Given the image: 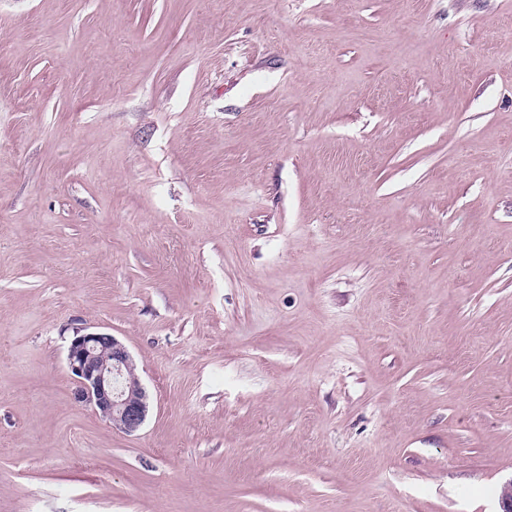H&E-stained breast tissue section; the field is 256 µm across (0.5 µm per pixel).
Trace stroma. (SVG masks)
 <instances>
[{
  "mask_svg": "<svg viewBox=\"0 0 512 512\" xmlns=\"http://www.w3.org/2000/svg\"><path fill=\"white\" fill-rule=\"evenodd\" d=\"M116 336L134 434L74 397ZM512 0H0V512H498ZM70 341L68 368L76 381L75 398L92 406L112 426L134 434L150 411V397L126 347L112 334L86 332Z\"/></svg>",
  "mask_w": 512,
  "mask_h": 512,
  "instance_id": "35a3bbf8",
  "label": "stroma"
}]
</instances>
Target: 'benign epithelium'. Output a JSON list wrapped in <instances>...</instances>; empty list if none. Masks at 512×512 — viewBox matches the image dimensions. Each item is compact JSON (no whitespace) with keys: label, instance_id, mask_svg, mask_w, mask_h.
I'll return each instance as SVG.
<instances>
[{"label":"benign epithelium","instance_id":"7a95c632","mask_svg":"<svg viewBox=\"0 0 512 512\" xmlns=\"http://www.w3.org/2000/svg\"><path fill=\"white\" fill-rule=\"evenodd\" d=\"M68 368L76 381L75 398L92 406L126 434L140 430L150 397L126 347L105 332L76 334L69 344Z\"/></svg>","mask_w":512,"mask_h":512}]
</instances>
